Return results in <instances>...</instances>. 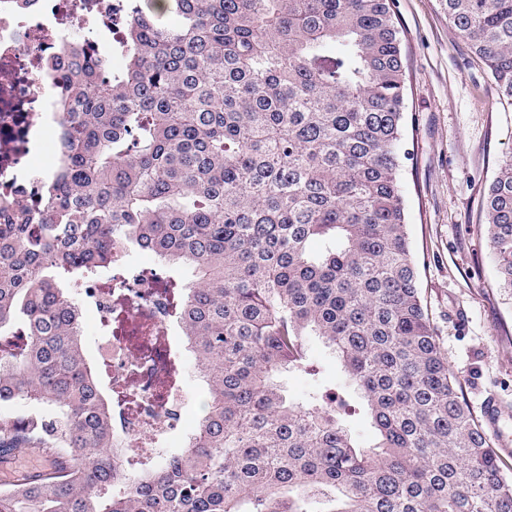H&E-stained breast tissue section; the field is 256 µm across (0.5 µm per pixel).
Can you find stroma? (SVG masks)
<instances>
[{
    "label": "stroma",
    "instance_id": "1",
    "mask_svg": "<svg viewBox=\"0 0 512 512\" xmlns=\"http://www.w3.org/2000/svg\"><path fill=\"white\" fill-rule=\"evenodd\" d=\"M394 10L406 66L403 192L421 298L475 415L488 397L500 400L495 449L512 468V294L496 284L482 212L485 189L512 159V109L500 104L486 66L450 25L442 0H394ZM306 349L320 373L285 376L294 399L317 385L332 389L341 378L319 342ZM179 360L188 402L160 440V455L175 451L202 414L194 357Z\"/></svg>",
    "mask_w": 512,
    "mask_h": 512
}]
</instances>
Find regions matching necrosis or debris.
Returning a JSON list of instances; mask_svg holds the SVG:
<instances>
[{
  "label": "necrosis or debris",
  "mask_w": 512,
  "mask_h": 512,
  "mask_svg": "<svg viewBox=\"0 0 512 512\" xmlns=\"http://www.w3.org/2000/svg\"><path fill=\"white\" fill-rule=\"evenodd\" d=\"M118 0H0V200L25 205L36 199L44 170L28 162L31 144L45 145L52 158L61 155L63 116L46 109L49 89L59 80L57 62L80 32L111 33L112 11ZM101 320H108L114 291L124 293L122 307L135 339H100L96 359L116 384L136 383L139 400L125 409V422L116 433L121 448H147L165 436L172 421L169 408L183 402L177 389L160 388L152 364L140 345H170L173 329L155 274L142 272L113 280L110 289L84 281Z\"/></svg>",
  "instance_id": "4bbe7bcc"
}]
</instances>
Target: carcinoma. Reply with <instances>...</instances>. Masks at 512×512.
<instances>
[{"mask_svg": "<svg viewBox=\"0 0 512 512\" xmlns=\"http://www.w3.org/2000/svg\"><path fill=\"white\" fill-rule=\"evenodd\" d=\"M394 0H127L120 52L71 43L57 91L67 160L0 222V456L50 474L0 512H512L495 437L448 369L418 288L402 190L406 67ZM512 106V0H443ZM512 293V161L485 194ZM177 261L165 283L204 383L186 447H113L121 420L67 293L117 241ZM345 375L378 441L320 391L305 337ZM160 356L176 387L181 364ZM25 404L29 410L9 408ZM307 355L311 361L318 365L320 374L315 378L301 372L288 373L283 382L288 395L293 398H301L304 394L319 385L323 390L334 389L338 385L342 372L336 364V358L319 342L311 340L306 345ZM315 379V380H314Z\"/></svg>", "mask_w": 512, "mask_h": 512, "instance_id": "carcinoma-1", "label": "carcinoma"}]
</instances>
